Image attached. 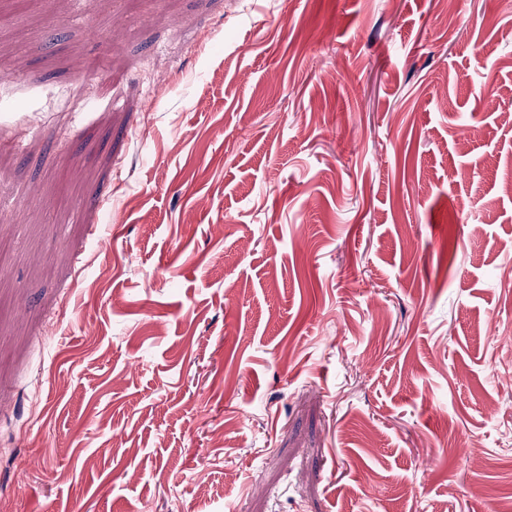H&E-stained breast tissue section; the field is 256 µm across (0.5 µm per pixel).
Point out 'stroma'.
Wrapping results in <instances>:
<instances>
[{
    "label": "stroma",
    "mask_w": 512,
    "mask_h": 512,
    "mask_svg": "<svg viewBox=\"0 0 512 512\" xmlns=\"http://www.w3.org/2000/svg\"><path fill=\"white\" fill-rule=\"evenodd\" d=\"M444 8L0 0V512L512 498V5Z\"/></svg>",
    "instance_id": "35a3bbf8"
}]
</instances>
